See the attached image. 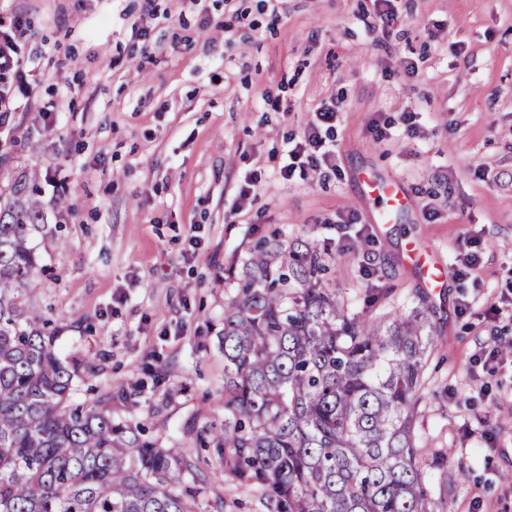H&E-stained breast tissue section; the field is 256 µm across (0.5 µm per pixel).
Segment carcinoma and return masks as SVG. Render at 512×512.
Wrapping results in <instances>:
<instances>
[{
    "instance_id": "1",
    "label": "carcinoma",
    "mask_w": 512,
    "mask_h": 512,
    "mask_svg": "<svg viewBox=\"0 0 512 512\" xmlns=\"http://www.w3.org/2000/svg\"><path fill=\"white\" fill-rule=\"evenodd\" d=\"M37 174L0 195V512H195L191 464L139 427L67 403L73 372L32 303L37 239L62 246ZM324 254L258 242L224 304V473L271 512L436 511L414 442L428 309L379 320L323 287Z\"/></svg>"
}]
</instances>
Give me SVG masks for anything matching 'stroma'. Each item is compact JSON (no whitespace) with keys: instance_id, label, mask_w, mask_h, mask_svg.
Masks as SVG:
<instances>
[{"instance_id":"obj_1","label":"stroma","mask_w":512,"mask_h":512,"mask_svg":"<svg viewBox=\"0 0 512 512\" xmlns=\"http://www.w3.org/2000/svg\"><path fill=\"white\" fill-rule=\"evenodd\" d=\"M17 16L39 83L0 126V192L37 173L66 226L65 247L39 246L33 303L57 321L72 400L183 449L197 512H268L196 442L224 427L228 269L301 238L349 310L429 309L416 445L448 456L429 501L512 512V353L496 350L512 340V0H399L389 24L372 0H0V24ZM332 98L335 169L283 179L289 139ZM374 119L394 121L387 139ZM361 168L403 179L394 223H371ZM413 240L440 250L443 288L407 267ZM464 254L480 269L460 278Z\"/></svg>"}]
</instances>
